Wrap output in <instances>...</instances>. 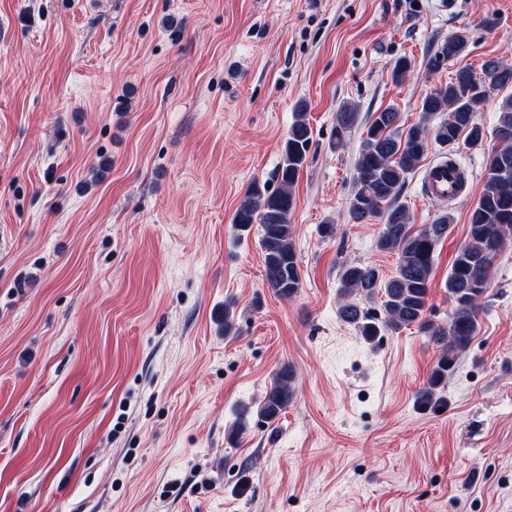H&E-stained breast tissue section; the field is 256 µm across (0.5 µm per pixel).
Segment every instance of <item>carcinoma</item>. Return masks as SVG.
Returning a JSON list of instances; mask_svg holds the SVG:
<instances>
[{"label":"carcinoma","instance_id":"obj_1","mask_svg":"<svg viewBox=\"0 0 512 512\" xmlns=\"http://www.w3.org/2000/svg\"><path fill=\"white\" fill-rule=\"evenodd\" d=\"M468 37L463 32L448 36L428 62L431 67L461 57ZM486 88L478 89L474 72L463 67L445 85L427 93L420 103L421 124L400 131L399 112L387 107L373 113L366 123V135L354 164V191L349 202L352 220L361 223L373 217L384 221L377 248L399 254L395 275L383 281L376 268L348 265L340 274V319L354 326L366 339L383 331L396 332L411 325L442 343V353L418 398L422 403L435 399L438 387L448 378L457 358L472 342L477 330L479 301L489 288L488 272L506 238L512 236V98L499 108L496 125L498 146L488 154L484 183L471 208L468 241L457 251L448 273V325L434 324L427 317L430 280L434 271L437 246L448 237L452 223L444 213L430 224L412 231L406 208L397 201L408 174L425 156L429 141L453 147L461 134L471 144L483 140L478 106L488 90L512 85V64L488 59L482 64ZM439 112L446 118L431 127L428 120ZM359 112L345 104L336 112V140L355 126ZM312 144V131L297 114L283 146L278 170L280 186L270 192L252 187L237 208L233 223L247 230L261 227L260 246L264 258V276L269 288L279 297L292 298L301 287V272L292 237L289 215L294 205L293 188L304 170ZM384 289L383 315L371 314L357 298H370ZM295 391V373L282 367L267 388L259 407L266 421L275 422L291 403Z\"/></svg>","mask_w":512,"mask_h":512}]
</instances>
